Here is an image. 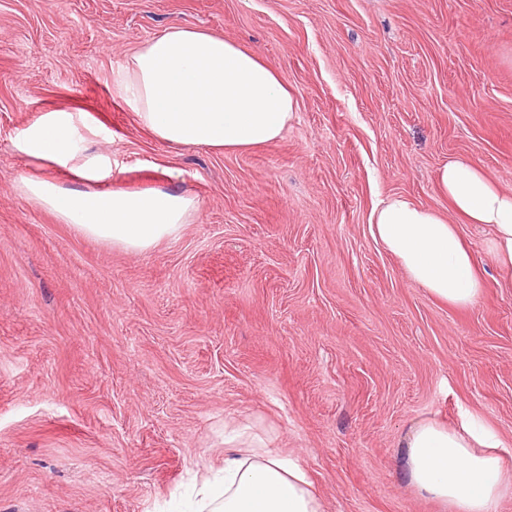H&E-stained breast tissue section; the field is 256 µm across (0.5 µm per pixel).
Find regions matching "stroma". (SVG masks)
<instances>
[{"label": "stroma", "instance_id": "stroma-1", "mask_svg": "<svg viewBox=\"0 0 512 512\" xmlns=\"http://www.w3.org/2000/svg\"><path fill=\"white\" fill-rule=\"evenodd\" d=\"M173 25L246 46L297 111L244 152L156 140L114 88ZM112 160L107 190L194 197L130 253L77 235L21 181L77 187L15 142L43 113ZM512 190V0H0V512H168L248 424L327 512H448L399 472L409 425L474 420L512 460V288L489 232L459 309L370 234L383 198L447 212L436 173Z\"/></svg>", "mask_w": 512, "mask_h": 512}]
</instances>
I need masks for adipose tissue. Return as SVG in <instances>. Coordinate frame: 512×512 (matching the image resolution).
I'll return each mask as SVG.
<instances>
[{
	"instance_id": "1",
	"label": "adipose tissue",
	"mask_w": 512,
	"mask_h": 512,
	"mask_svg": "<svg viewBox=\"0 0 512 512\" xmlns=\"http://www.w3.org/2000/svg\"><path fill=\"white\" fill-rule=\"evenodd\" d=\"M116 90L158 141L224 152L277 141L297 108L275 68L237 42L191 26L169 27L135 49ZM17 146L89 182L112 175L107 157L84 153L67 112L44 113L19 134ZM437 184L457 214L489 229L490 251L512 275V192L461 159L439 168ZM23 190L80 235L131 253L176 237L198 206L193 197L162 189L85 191L29 178ZM370 231L429 296L454 307L479 300L484 283L475 257L457 225L436 210L397 194L373 210ZM224 445L223 484L202 490L211 512H326L305 468L271 449L265 435L237 426L225 430ZM403 445L407 483L453 512H496L512 489L501 442L480 425L422 418Z\"/></svg>"
}]
</instances>
